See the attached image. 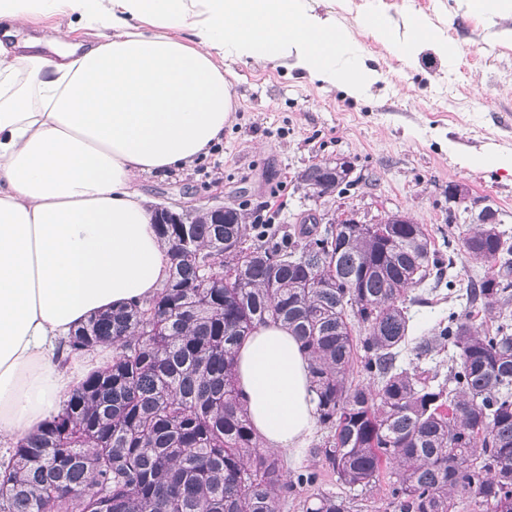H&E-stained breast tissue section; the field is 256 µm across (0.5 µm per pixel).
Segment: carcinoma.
Listing matches in <instances>:
<instances>
[{
	"label": "carcinoma",
	"instance_id": "carcinoma-1",
	"mask_svg": "<svg viewBox=\"0 0 512 512\" xmlns=\"http://www.w3.org/2000/svg\"><path fill=\"white\" fill-rule=\"evenodd\" d=\"M330 163L300 176L320 199L353 185ZM463 238L491 272L467 288L422 341L412 338L409 290L438 264L423 224L336 218L323 231L243 222L160 224L172 288L91 317L66 346L109 340L112 361L90 372L61 411L0 459V512H353L354 499L317 487L320 474L284 468L259 443L234 376L237 346L268 323L288 326L311 359L316 454L348 491L388 478L396 512H512V238L496 212ZM410 350L414 362L398 365ZM448 350L446 372L421 366ZM359 369L369 382L355 381ZM73 488L84 490L69 496Z\"/></svg>",
	"mask_w": 512,
	"mask_h": 512
}]
</instances>
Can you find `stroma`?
I'll return each instance as SVG.
<instances>
[{
  "label": "stroma",
  "instance_id": "obj_1",
  "mask_svg": "<svg viewBox=\"0 0 512 512\" xmlns=\"http://www.w3.org/2000/svg\"><path fill=\"white\" fill-rule=\"evenodd\" d=\"M309 5L350 31L377 71L367 96H347L297 69L225 58L235 113L223 144L191 169L139 179L151 205L224 204L247 216L267 205L277 226L291 229L314 211L352 209L364 221L400 214L425 225L440 252L449 234H466L489 207L512 236V171L466 164L474 156L512 155V15L481 14L464 0ZM372 9L385 13L402 39L418 18L452 45L453 59L426 45L406 62L361 28ZM339 156L354 164L358 182L340 196L305 197L299 175ZM452 185L463 188V202L449 200Z\"/></svg>",
  "mask_w": 512,
  "mask_h": 512
}]
</instances>
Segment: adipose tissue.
Returning <instances> with one entry per match:
<instances>
[{
  "mask_svg": "<svg viewBox=\"0 0 512 512\" xmlns=\"http://www.w3.org/2000/svg\"><path fill=\"white\" fill-rule=\"evenodd\" d=\"M308 0H0V446L56 415L85 355L60 349L90 315L153 299L170 260L144 175L192 168L224 141L234 106L224 58L293 63L362 96L378 74ZM70 25L14 39L38 17ZM94 31L73 44L72 27ZM364 29L414 61L431 31ZM236 387L262 447L306 458L317 429L311 361L286 326L238 347Z\"/></svg>",
  "mask_w": 512,
  "mask_h": 512,
  "instance_id": "adipose-tissue-1",
  "label": "adipose tissue"
}]
</instances>
